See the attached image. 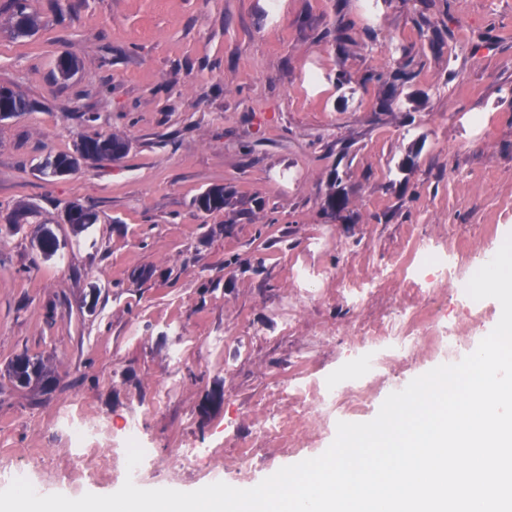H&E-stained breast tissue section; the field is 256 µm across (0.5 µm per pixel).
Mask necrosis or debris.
Here are the masks:
<instances>
[{
  "label": "necrosis or debris",
  "mask_w": 512,
  "mask_h": 512,
  "mask_svg": "<svg viewBox=\"0 0 512 512\" xmlns=\"http://www.w3.org/2000/svg\"><path fill=\"white\" fill-rule=\"evenodd\" d=\"M462 268L456 252L433 248L429 241L408 235L404 248L395 256L386 283L400 286L394 308L380 317L354 324L353 330L369 345L355 369L326 380L289 378L280 384V391L291 394L300 404H313L319 411L337 408L351 412L362 406L368 397L370 379L379 377L388 362L403 357L413 346L416 335L431 337L442 350L455 351L457 343L447 324L437 319L423 303L436 288L461 278ZM54 429L65 448L79 461L88 460L98 449L118 445V475L140 481L144 473L158 469L151 455H144L135 469H128L125 448L129 441H142L141 415L126 421L120 441H113L107 428L82 416L64 412L54 421Z\"/></svg>",
  "instance_id": "1"
}]
</instances>
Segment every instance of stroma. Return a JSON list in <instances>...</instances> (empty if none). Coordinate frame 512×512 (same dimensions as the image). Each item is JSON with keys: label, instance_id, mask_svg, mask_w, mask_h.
<instances>
[{"label": "stroma", "instance_id": "35a3bbf8", "mask_svg": "<svg viewBox=\"0 0 512 512\" xmlns=\"http://www.w3.org/2000/svg\"><path fill=\"white\" fill-rule=\"evenodd\" d=\"M32 4L33 35L0 32V85L37 105L0 122V217L39 207L34 223L0 236V458L49 495L120 489L106 452L82 464L60 445L52 423L66 407L115 432L141 408L159 460L184 442L221 449L193 469L145 475V489L194 491L214 466L249 489L323 454L336 415L268 393L284 377L352 364L361 340L337 274L386 268L410 231L460 248L468 267L512 235V0ZM338 25L352 37L341 51L328 35ZM64 52L78 64L66 81L55 75ZM396 69L406 79L377 80ZM110 134L129 141L121 159L53 180L35 168ZM215 185L233 190L232 206L193 208ZM331 194L346 202L341 218L324 209ZM74 200L98 215L80 235L63 221ZM44 226L60 243L52 256L32 244ZM298 255L327 272L317 296L290 285ZM141 268L153 277L134 279ZM466 285L429 302L461 358L502 312ZM294 307L299 325L286 336L282 315ZM24 352L49 360L47 390L9 382L5 368ZM453 357L418 337L344 419H374L393 385ZM218 389L223 404L207 405ZM286 415L307 421L295 449L248 448L260 424Z\"/></svg>", "mask_w": 512, "mask_h": 512}]
</instances>
